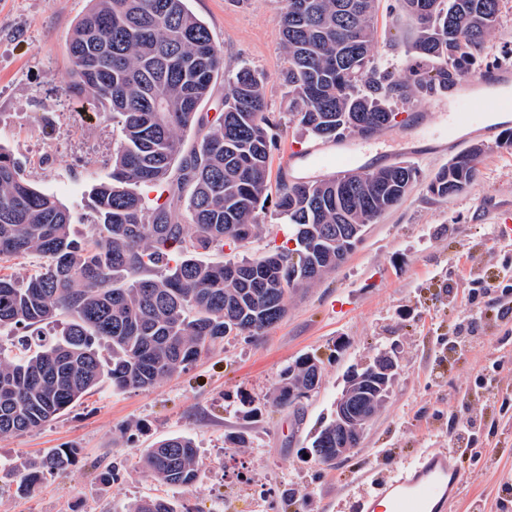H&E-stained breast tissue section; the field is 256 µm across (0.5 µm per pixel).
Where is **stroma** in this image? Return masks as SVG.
<instances>
[{
	"label": "stroma",
	"mask_w": 512,
	"mask_h": 512,
	"mask_svg": "<svg viewBox=\"0 0 512 512\" xmlns=\"http://www.w3.org/2000/svg\"><path fill=\"white\" fill-rule=\"evenodd\" d=\"M91 0H0V145L25 176L74 214L73 234L93 187L105 177L120 132L112 115L86 108L68 89L67 43ZM224 53V71L202 111L216 116L224 82L240 66L264 78L268 109L278 126L271 180L285 179L292 143L309 138L288 114L281 49L282 0H188ZM377 58L400 69L414 38L396 0H379ZM483 61L512 68V0H501L499 22ZM404 121L358 151V166H415L420 179L404 200L368 226L363 241L335 272L286 299L284 318L255 338L229 339L188 371L148 389L103 385L41 428L0 438V512H124L133 501L162 498L190 512H341L359 490L413 462L424 450L451 447L463 426L470 446L457 512H512V315L491 304L512 285V239L497 224L512 219V145L471 129L429 138L443 122L430 101L396 103ZM480 144L478 175L463 193L441 200L426 185L453 158ZM261 233L207 254L210 262L258 257L287 246L294 229L273 206L259 213ZM397 349L399 374L385 407L363 439L334 465L305 455L329 418L351 366ZM322 362L319 388L301 412L275 407L282 371L304 355ZM496 387H489L488 377ZM260 406L244 417L243 400ZM131 436H122L127 424ZM249 435L230 447L233 433ZM191 439L203 462L190 488L158 483L136 466L159 440ZM79 449L68 473L20 491L14 472L54 448ZM117 467L118 482L102 472Z\"/></svg>",
	"instance_id": "35a3bbf8"
}]
</instances>
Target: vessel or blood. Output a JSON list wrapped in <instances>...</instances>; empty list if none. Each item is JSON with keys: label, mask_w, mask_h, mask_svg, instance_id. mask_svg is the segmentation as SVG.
<instances>
[{"label": "vessel or blood", "mask_w": 512, "mask_h": 512, "mask_svg": "<svg viewBox=\"0 0 512 512\" xmlns=\"http://www.w3.org/2000/svg\"><path fill=\"white\" fill-rule=\"evenodd\" d=\"M306 157L321 172H338L355 162L349 151L318 142ZM459 456L456 448L423 452L379 481L374 490L353 494L344 512H456L465 478Z\"/></svg>", "instance_id": "1"}]
</instances>
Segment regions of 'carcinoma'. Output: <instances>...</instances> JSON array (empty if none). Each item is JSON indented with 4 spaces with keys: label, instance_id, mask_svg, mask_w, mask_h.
Here are the masks:
<instances>
[{
    "label": "carcinoma",
    "instance_id": "carcinoma-1",
    "mask_svg": "<svg viewBox=\"0 0 512 512\" xmlns=\"http://www.w3.org/2000/svg\"><path fill=\"white\" fill-rule=\"evenodd\" d=\"M68 41L70 92L112 113L120 141L111 172L93 190L89 236L71 232L73 213L24 177L0 146V261L43 259L19 280L0 274V437L31 431L105 383L148 389L187 371L229 336H260L280 321L288 292L338 268L336 240L372 224L407 195L418 170L405 162L350 169L328 178L281 181L276 212L295 228V247L210 263L203 254L259 235L269 200L270 131L262 77L242 66L225 83L224 111H200L224 55L188 0H92ZM378 0H283L289 116L309 136L339 143L386 129L393 103L444 95L469 74L496 28L500 0H399L414 24L402 75L374 54ZM160 103L164 111H153ZM483 148L440 168L427 192L445 199L474 182ZM168 203L149 210L141 189ZM65 317L60 331L44 330ZM112 348L101 360L99 347ZM321 366L303 357L287 367L273 404L299 410L319 387ZM336 419L315 436L313 454L332 465ZM76 448H57L19 471L30 491L75 465ZM137 466L167 486L194 485L202 471L193 442L163 439ZM125 512H189L142 499Z\"/></svg>",
    "mask_w": 512,
    "mask_h": 512
}]
</instances>
